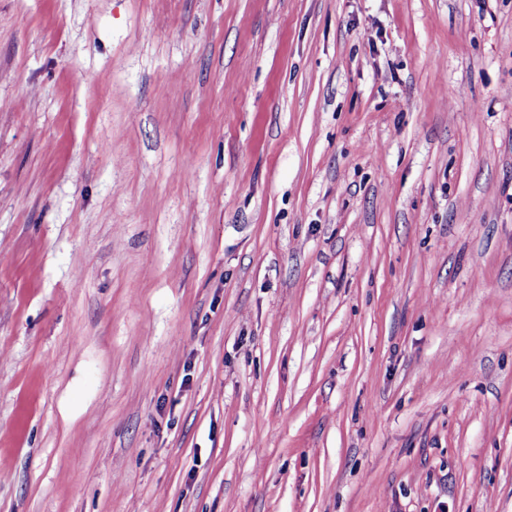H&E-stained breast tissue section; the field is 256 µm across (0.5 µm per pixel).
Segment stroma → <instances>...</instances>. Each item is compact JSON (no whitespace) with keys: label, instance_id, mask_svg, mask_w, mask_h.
<instances>
[{"label":"stroma","instance_id":"1","mask_svg":"<svg viewBox=\"0 0 512 512\" xmlns=\"http://www.w3.org/2000/svg\"><path fill=\"white\" fill-rule=\"evenodd\" d=\"M0 512H512V0H0Z\"/></svg>","mask_w":512,"mask_h":512}]
</instances>
